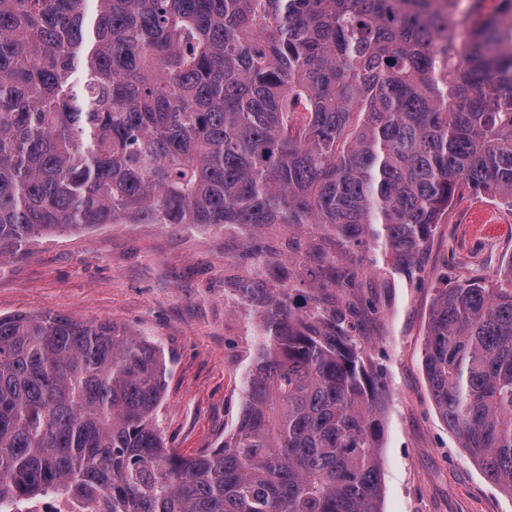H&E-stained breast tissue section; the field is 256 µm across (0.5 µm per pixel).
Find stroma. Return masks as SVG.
Masks as SVG:
<instances>
[{
    "label": "stroma",
    "instance_id": "stroma-1",
    "mask_svg": "<svg viewBox=\"0 0 512 512\" xmlns=\"http://www.w3.org/2000/svg\"><path fill=\"white\" fill-rule=\"evenodd\" d=\"M255 238L274 254L269 287L287 289L297 313L318 298L358 316L352 334L386 386L382 512H512V496L439 417L424 370L441 289L512 277V210L495 198L459 193L410 267L378 244L342 258L316 224H101L43 235L0 256V315L113 322L159 344L172 357L157 415L168 446L213 448L237 422L257 343L259 314L239 293L253 271L243 247ZM347 268L359 277L338 287Z\"/></svg>",
    "mask_w": 512,
    "mask_h": 512
}]
</instances>
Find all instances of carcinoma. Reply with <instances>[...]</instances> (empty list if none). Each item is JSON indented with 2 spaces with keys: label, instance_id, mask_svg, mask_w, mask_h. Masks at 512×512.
Masks as SVG:
<instances>
[{
  "label": "carcinoma",
  "instance_id": "obj_1",
  "mask_svg": "<svg viewBox=\"0 0 512 512\" xmlns=\"http://www.w3.org/2000/svg\"><path fill=\"white\" fill-rule=\"evenodd\" d=\"M457 0H0V245L95 224H320L412 264L456 193L512 207V17ZM268 320L224 443L155 422L163 349L111 322L0 317V512H381L384 383L343 305ZM425 373L512 495V285L444 288ZM24 512H98L87 504L59 498L36 499L23 505Z\"/></svg>",
  "mask_w": 512,
  "mask_h": 512
}]
</instances>
